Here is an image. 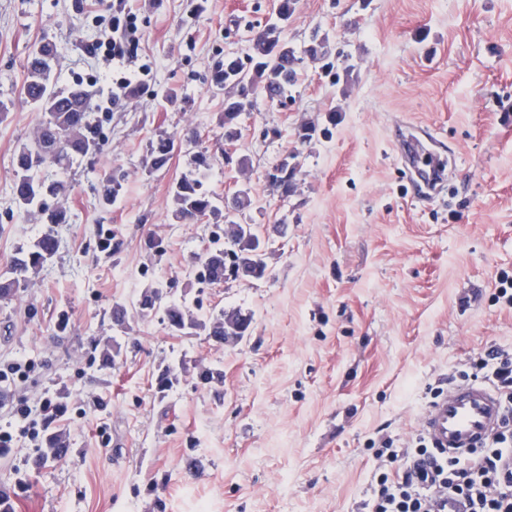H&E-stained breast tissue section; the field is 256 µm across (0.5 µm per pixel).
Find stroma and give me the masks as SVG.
Wrapping results in <instances>:
<instances>
[{
	"label": "stroma",
	"mask_w": 512,
	"mask_h": 512,
	"mask_svg": "<svg viewBox=\"0 0 512 512\" xmlns=\"http://www.w3.org/2000/svg\"><path fill=\"white\" fill-rule=\"evenodd\" d=\"M118 2L0 0V271L42 229L12 200L16 154L41 119L21 95L31 50L54 43L58 86L82 83L92 107L112 109L104 153L50 171L71 186L56 256L0 300V365H35L0 392V430L13 436L0 489L13 512H363L382 440L401 450L432 388L475 378L490 349L512 355V306L496 298L497 273L512 271V0H298L289 41L300 48L312 29L326 32L337 73L307 64L294 102L258 99L234 144L211 73L225 55H246L239 27L264 25L278 0H136V56L91 57L94 17ZM120 76L141 90L116 105ZM171 89L185 100L170 105ZM331 113L329 138L298 141L299 126ZM401 123L456 157L431 200L415 196L398 157ZM264 127L279 137L260 138ZM189 129L209 156L213 193L247 190L257 205L245 222L288 226L262 280L203 286L188 275L210 234L171 218L190 157L175 150L153 173L143 157L158 133ZM242 149L248 169L225 164ZM293 150L301 172L283 202L266 173ZM115 167L125 180L105 208L99 177ZM105 231L121 243L112 258L98 248ZM157 280L173 299L201 297L203 316L251 312L249 335L220 345L138 315ZM117 302L128 309L124 334L112 326ZM111 337L121 354L105 367L94 343ZM167 367L174 386L161 393ZM207 368L223 372V399L201 382ZM59 391L71 455L42 460L14 407Z\"/></svg>",
	"instance_id": "stroma-1"
}]
</instances>
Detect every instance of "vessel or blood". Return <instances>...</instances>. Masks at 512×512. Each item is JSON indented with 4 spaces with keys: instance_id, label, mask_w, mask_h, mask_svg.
<instances>
[{
    "instance_id": "b4317fda",
    "label": "vessel or blood",
    "mask_w": 512,
    "mask_h": 512,
    "mask_svg": "<svg viewBox=\"0 0 512 512\" xmlns=\"http://www.w3.org/2000/svg\"><path fill=\"white\" fill-rule=\"evenodd\" d=\"M400 155L418 196L428 198L441 190L447 172L431 143L407 137ZM503 415L502 397L492 385L458 382L425 409L420 430L439 456L466 459L500 430Z\"/></svg>"
}]
</instances>
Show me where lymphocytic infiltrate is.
Returning <instances> with one entry per match:
<instances>
[{"label":"lymphocytic infiltrate","mask_w":512,"mask_h":512,"mask_svg":"<svg viewBox=\"0 0 512 512\" xmlns=\"http://www.w3.org/2000/svg\"><path fill=\"white\" fill-rule=\"evenodd\" d=\"M99 27L93 54L118 60L132 56L139 42L133 10L100 18ZM479 364L492 366L503 398L500 431L463 461L438 457L422 437L404 456L387 452V469L372 489L369 512H438L439 499L450 493L465 499L469 512H512V357L492 349Z\"/></svg>","instance_id":"obj_1"}]
</instances>
